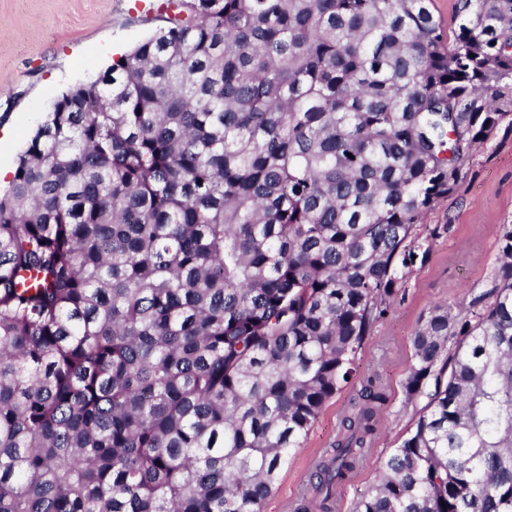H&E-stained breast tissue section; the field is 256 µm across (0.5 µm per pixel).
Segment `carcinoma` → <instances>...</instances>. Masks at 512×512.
Returning a JSON list of instances; mask_svg holds the SVG:
<instances>
[{
  "label": "carcinoma",
  "mask_w": 512,
  "mask_h": 512,
  "mask_svg": "<svg viewBox=\"0 0 512 512\" xmlns=\"http://www.w3.org/2000/svg\"><path fill=\"white\" fill-rule=\"evenodd\" d=\"M0 189V512H260L512 116V0H170ZM353 512H512V224ZM368 383L293 512H335Z\"/></svg>",
  "instance_id": "cac0c4a2"
}]
</instances>
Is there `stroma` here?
I'll list each match as a JSON object with an SVG mask.
<instances>
[{"label": "stroma", "instance_id": "1", "mask_svg": "<svg viewBox=\"0 0 512 512\" xmlns=\"http://www.w3.org/2000/svg\"><path fill=\"white\" fill-rule=\"evenodd\" d=\"M167 11L135 9L133 0H0V131L14 134L0 164L14 167L45 112L70 87L95 79L121 55L164 26ZM512 223V121L503 120L466 167L455 191L418 225L427 252L404 282L387 318L362 346L357 374L333 397L301 448L281 471L261 512H292L311 490L315 462L332 448L341 417L367 383L388 401L384 425L356 476L337 495V512H352L381 461L414 426L420 407L403 381L412 336L437 304L457 305L490 287L499 225Z\"/></svg>", "mask_w": 512, "mask_h": 512}]
</instances>
